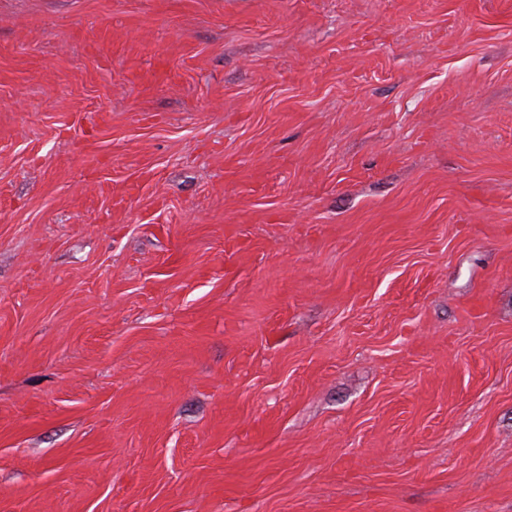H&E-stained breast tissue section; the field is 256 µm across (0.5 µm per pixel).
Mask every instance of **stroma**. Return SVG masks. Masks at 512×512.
<instances>
[{
	"instance_id": "35a3bbf8",
	"label": "stroma",
	"mask_w": 512,
	"mask_h": 512,
	"mask_svg": "<svg viewBox=\"0 0 512 512\" xmlns=\"http://www.w3.org/2000/svg\"><path fill=\"white\" fill-rule=\"evenodd\" d=\"M0 512H512V0H0Z\"/></svg>"
}]
</instances>
